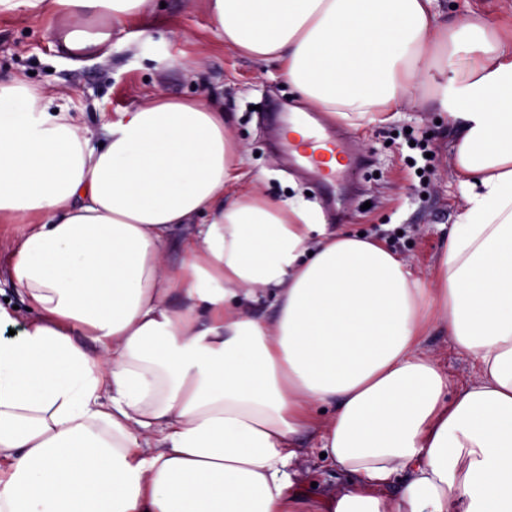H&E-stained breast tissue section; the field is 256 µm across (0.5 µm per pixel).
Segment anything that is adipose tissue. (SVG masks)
<instances>
[{
	"label": "adipose tissue",
	"mask_w": 512,
	"mask_h": 512,
	"mask_svg": "<svg viewBox=\"0 0 512 512\" xmlns=\"http://www.w3.org/2000/svg\"><path fill=\"white\" fill-rule=\"evenodd\" d=\"M0 3L61 17L73 49L151 6ZM206 3L303 107L386 122L426 91L465 189L433 281L265 197L211 102L153 95L94 130L0 83V222L22 223L0 276L35 313L0 339V512H512V34L439 0ZM435 322L479 374L453 394ZM308 432L355 483L307 494Z\"/></svg>",
	"instance_id": "1"
}]
</instances>
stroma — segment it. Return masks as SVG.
<instances>
[{
	"mask_svg": "<svg viewBox=\"0 0 512 512\" xmlns=\"http://www.w3.org/2000/svg\"><path fill=\"white\" fill-rule=\"evenodd\" d=\"M442 10L454 19L473 10L494 24L512 20V0H442ZM61 29L59 18L38 10L0 6V81L21 77L43 90L64 91L71 110L83 113L93 129L102 118L132 111L153 94L221 103L244 145V169L264 175L263 194L305 206L317 223L380 242L428 279L463 201L438 113L416 101L394 121L351 129L368 158L367 171L358 191L337 186L336 202L328 208L320 201L317 179L289 163L288 148L274 131V113L297 104L279 64L258 65L225 47L205 0H164L146 16L127 20L107 43L76 53L64 48ZM195 62L200 68L193 74L189 67ZM412 132L432 150L422 173L408 161ZM426 345L436 353L449 391L472 380L471 359L458 353L439 325L431 326Z\"/></svg>",
	"mask_w": 512,
	"mask_h": 512,
	"instance_id": "1",
	"label": "stroma"
}]
</instances>
